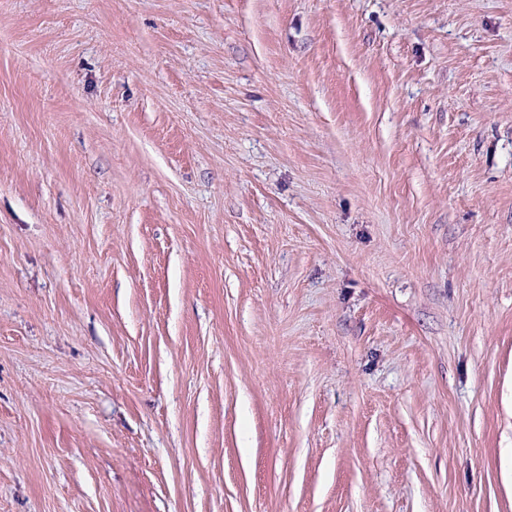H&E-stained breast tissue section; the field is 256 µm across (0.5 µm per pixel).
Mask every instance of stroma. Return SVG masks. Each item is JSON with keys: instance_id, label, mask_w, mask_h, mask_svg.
Returning a JSON list of instances; mask_svg holds the SVG:
<instances>
[{"instance_id": "obj_1", "label": "stroma", "mask_w": 512, "mask_h": 512, "mask_svg": "<svg viewBox=\"0 0 512 512\" xmlns=\"http://www.w3.org/2000/svg\"><path fill=\"white\" fill-rule=\"evenodd\" d=\"M0 512H512V0H0Z\"/></svg>"}]
</instances>
